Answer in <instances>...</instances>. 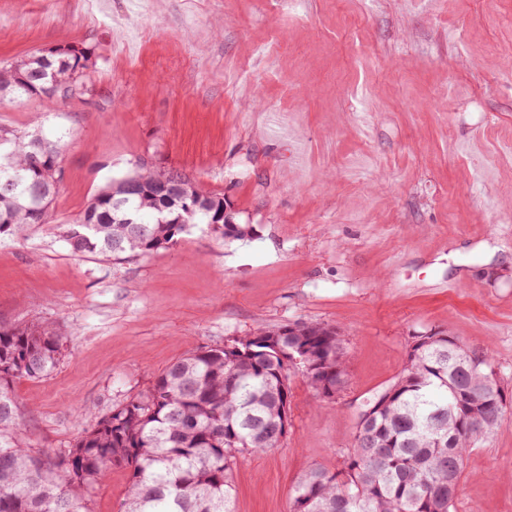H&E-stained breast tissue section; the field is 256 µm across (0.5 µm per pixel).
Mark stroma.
<instances>
[{"instance_id":"1","label":"stroma","mask_w":512,"mask_h":512,"mask_svg":"<svg viewBox=\"0 0 512 512\" xmlns=\"http://www.w3.org/2000/svg\"><path fill=\"white\" fill-rule=\"evenodd\" d=\"M68 45L95 63L87 100L0 105V126L63 143L47 223L0 240V325L62 343L48 378L13 385L31 448L59 461L187 353L324 323L342 389L290 369L285 438L231 475L234 512H289L441 331L491 357L507 398L451 512H512V0H0V61ZM140 159L224 195L254 236L74 255L63 226ZM128 482L112 467L91 512H122Z\"/></svg>"}]
</instances>
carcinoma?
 I'll use <instances>...</instances> for the list:
<instances>
[{"label": "carcinoma", "instance_id": "carcinoma-1", "mask_svg": "<svg viewBox=\"0 0 512 512\" xmlns=\"http://www.w3.org/2000/svg\"><path fill=\"white\" fill-rule=\"evenodd\" d=\"M90 56L75 47L0 63V100L41 98L49 105L91 92ZM63 176L60 140L0 127V238L46 223ZM177 181L163 197L155 183ZM141 185L131 195L127 187ZM196 205L192 225L221 237L250 235L215 219L228 202L178 170L141 172L100 190L63 237L75 254L121 261L175 246L177 223ZM169 220L158 224L159 210ZM398 377L369 398L340 470L308 471L295 485L290 512H450L465 457L476 439L498 429L504 405L486 359L457 368L450 337H416ZM59 336L35 323L0 326V512H90L87 487L114 465L130 468L123 512H233L237 455L275 448L288 415V371L301 370L324 396L338 392L344 367L336 328L297 322L259 330L222 347L172 362L149 392L87 429L64 455L68 478L52 475L22 438L11 384L42 380L57 367Z\"/></svg>", "mask_w": 512, "mask_h": 512}]
</instances>
